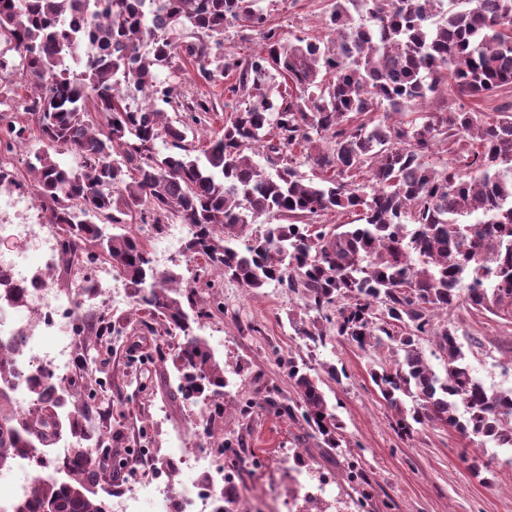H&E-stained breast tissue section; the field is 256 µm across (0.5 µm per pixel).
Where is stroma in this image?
Listing matches in <instances>:
<instances>
[{
	"label": "stroma",
	"instance_id": "stroma-1",
	"mask_svg": "<svg viewBox=\"0 0 512 512\" xmlns=\"http://www.w3.org/2000/svg\"><path fill=\"white\" fill-rule=\"evenodd\" d=\"M286 36L324 34L327 0H262ZM197 304H224L199 331L226 367L224 415L214 438L196 422L208 406L177 391L178 373L161 337L143 336L133 311H112L104 299L83 308L118 319L124 331L96 361L125 418L113 419L106 452L113 459L133 449L191 455L210 449L214 479L236 475L233 512H512V464L505 453L481 447L456 431L427 424L412 435L394 429L397 414L370 377L386 349L364 351L343 339L321 347L296 335L306 313L302 294L274 285L253 291L230 279L196 284ZM462 350L488 389L512 388V324L460 307L448 316ZM295 358L318 378L332 411L344 425L341 447L331 448L289 416L299 398L284 358ZM345 369L334 381L328 366ZM359 464L364 477L350 475ZM326 489H319L321 479Z\"/></svg>",
	"mask_w": 512,
	"mask_h": 512
}]
</instances>
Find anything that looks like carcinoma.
<instances>
[{
  "mask_svg": "<svg viewBox=\"0 0 512 512\" xmlns=\"http://www.w3.org/2000/svg\"><path fill=\"white\" fill-rule=\"evenodd\" d=\"M86 17L68 26L64 16ZM512 0H330L326 37H284L257 0H0V153L37 130L44 148L27 161L38 207L59 229L66 269L115 265L158 335L174 340L178 392L190 399L226 387L224 366L194 324L182 277L160 269L135 233L104 235L135 219L158 232L189 225L183 252L247 288L300 292L312 320L299 336L326 344L318 322L361 349L387 348L372 372L405 433L439 424L512 453V389L488 390L466 359L446 315L467 304L512 321ZM262 35L259 49L224 52L229 25ZM101 55L79 61L83 45ZM192 66L235 103L222 132L196 154L191 137L214 98L181 96L159 71ZM281 78L284 89L271 80ZM31 85L27 121L6 120L15 89ZM454 93L469 106L441 104ZM502 100L489 118L483 105ZM179 113L163 121L164 106ZM166 144V152L157 148ZM299 150L313 170L294 162ZM275 163L269 176L248 151ZM446 158L433 163L436 151ZM71 154L76 165L59 156ZM326 212L357 223L329 227ZM270 220L261 231L257 219ZM81 314L82 336L122 331ZM433 336L444 374L416 338ZM24 353L0 341V470L19 457L44 462L73 439L61 481L32 482L12 512H107V474L76 403L101 381L84 371L63 385L48 371L25 376L29 406L12 396ZM301 418L338 448L342 425L317 380L288 360ZM413 402L412 413L403 408Z\"/></svg>",
  "mask_w": 512,
  "mask_h": 512,
  "instance_id": "cac0c4a2",
  "label": "carcinoma"
}]
</instances>
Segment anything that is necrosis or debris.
<instances>
[{
  "instance_id": "obj_1",
  "label": "necrosis or debris",
  "mask_w": 512,
  "mask_h": 512,
  "mask_svg": "<svg viewBox=\"0 0 512 512\" xmlns=\"http://www.w3.org/2000/svg\"><path fill=\"white\" fill-rule=\"evenodd\" d=\"M36 204L17 189L0 186V234L9 233L24 249L23 254H0V282L24 287V316L8 311L0 300V340L21 337L25 356L18 363L21 373L46 368L59 380H67L73 370V352L78 342L76 329L77 304L84 289L94 288L106 293L114 307L130 304L121 276L112 266H100L78 277L70 288L60 290L24 259L32 254L53 261L52 239L31 219ZM134 495L119 501V512H140L141 503H149L151 512H214L216 501L206 487L183 490L172 495L167 481L151 472H143L137 480Z\"/></svg>"
}]
</instances>
